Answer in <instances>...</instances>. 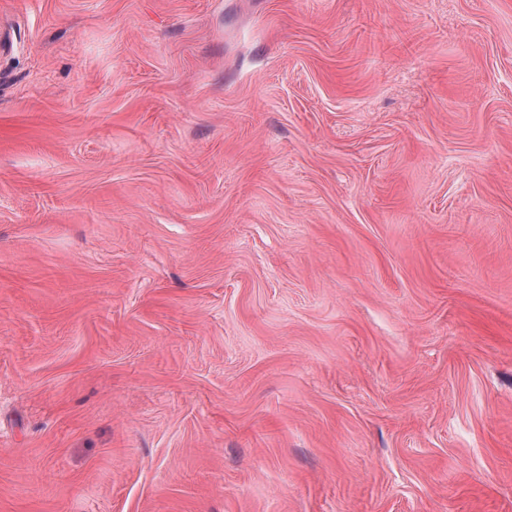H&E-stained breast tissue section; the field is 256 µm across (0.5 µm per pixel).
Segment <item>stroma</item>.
<instances>
[{"instance_id":"obj_1","label":"stroma","mask_w":512,"mask_h":512,"mask_svg":"<svg viewBox=\"0 0 512 512\" xmlns=\"http://www.w3.org/2000/svg\"><path fill=\"white\" fill-rule=\"evenodd\" d=\"M0 30V512H512V0Z\"/></svg>"}]
</instances>
